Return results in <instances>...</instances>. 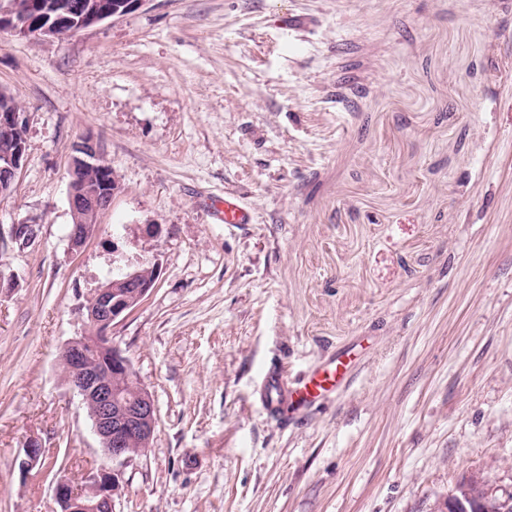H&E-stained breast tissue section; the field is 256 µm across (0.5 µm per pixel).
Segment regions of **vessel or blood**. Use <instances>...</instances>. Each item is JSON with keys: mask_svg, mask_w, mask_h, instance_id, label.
Masks as SVG:
<instances>
[{"mask_svg": "<svg viewBox=\"0 0 512 512\" xmlns=\"http://www.w3.org/2000/svg\"><path fill=\"white\" fill-rule=\"evenodd\" d=\"M219 218L228 225L247 224L250 223L252 215L235 196L228 195L223 199ZM350 362L348 353L340 352L298 379L291 380L285 377L268 379L264 397L269 411L286 418L312 408L348 383Z\"/></svg>", "mask_w": 512, "mask_h": 512, "instance_id": "vessel-or-blood-1", "label": "vessel or blood"}]
</instances>
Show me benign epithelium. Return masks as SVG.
<instances>
[{"label":"benign epithelium","instance_id":"obj_1","mask_svg":"<svg viewBox=\"0 0 512 512\" xmlns=\"http://www.w3.org/2000/svg\"><path fill=\"white\" fill-rule=\"evenodd\" d=\"M145 0H129L127 9L117 11L104 3L92 0H71L68 9L86 17L90 27L112 17L139 8ZM0 30L21 37H63L68 35L64 22L57 20L38 30L28 32L27 23L20 19L15 0L0 2ZM27 152L26 123L22 112L0 113V196L10 194ZM70 167L68 204L73 218L68 239L71 250L82 248L95 234L100 216L108 211L113 197L120 191L118 181L105 189L95 185V172L108 166L97 143L85 137L76 147ZM10 241L25 247L37 238L36 225L22 221L11 226ZM156 280L142 276L138 270H121L120 278L93 289L79 312L93 333L78 336L62 349L72 376L67 384L90 406L92 430L102 451L112 460L133 457L125 447L129 436L140 438L147 447L153 437L157 414L152 395L142 389L135 398L122 391L123 382L135 379L131 363L111 342L112 324L131 312L155 287ZM43 450L31 442L18 461L20 473L27 477L40 465ZM123 481L119 473L106 466L90 471L81 488L67 480L54 486V500L60 512H112L114 499L121 496ZM448 512H512V491L496 494L488 490L478 502L467 503L452 494L448 496Z\"/></svg>","mask_w":512,"mask_h":512}]
</instances>
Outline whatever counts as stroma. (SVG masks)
I'll return each instance as SVG.
<instances>
[{
	"label": "stroma",
	"instance_id": "obj_1",
	"mask_svg": "<svg viewBox=\"0 0 512 512\" xmlns=\"http://www.w3.org/2000/svg\"><path fill=\"white\" fill-rule=\"evenodd\" d=\"M0 89L28 143L0 232L38 225L0 244V512H55L103 460L60 353L115 258L159 276L112 326L157 407L114 512H445L463 476L512 487V0H145L0 33ZM87 136L121 190L76 252ZM226 193L251 223L212 215ZM357 344L335 396L264 409L266 376ZM92 1H100V0H72L68 4L67 10H72L86 17V27L93 26L98 24L106 19L112 17H119L127 14L129 10H135L139 8L145 0H131L127 2V8L123 11H117L115 9L112 10L111 7L107 6L104 3H94Z\"/></svg>",
	"mask_w": 512,
	"mask_h": 512
}]
</instances>
